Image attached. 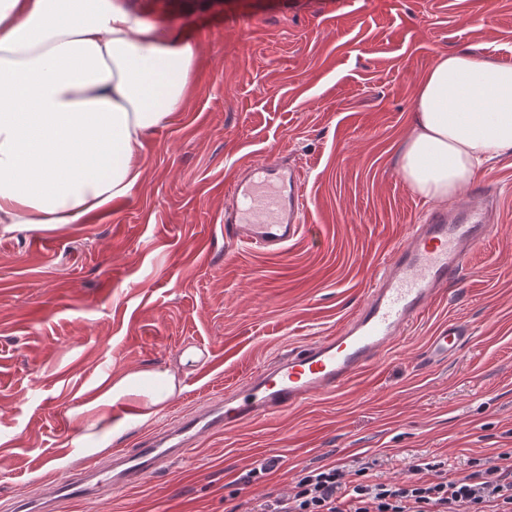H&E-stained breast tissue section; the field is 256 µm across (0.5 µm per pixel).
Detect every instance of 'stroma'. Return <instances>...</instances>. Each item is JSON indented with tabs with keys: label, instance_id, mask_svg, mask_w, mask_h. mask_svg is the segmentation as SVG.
Returning <instances> with one entry per match:
<instances>
[{
	"label": "stroma",
	"instance_id": "obj_1",
	"mask_svg": "<svg viewBox=\"0 0 512 512\" xmlns=\"http://www.w3.org/2000/svg\"><path fill=\"white\" fill-rule=\"evenodd\" d=\"M200 46L175 121L145 147L141 184L111 210L52 234L0 237V507L46 484L102 378L180 368L181 392L123 433L155 429L223 396L266 362L332 335L421 223L427 201L398 170L414 89L439 54L512 61V0H130ZM304 166L308 221L277 254L224 237V187L242 165ZM472 190L498 221L413 324L341 390L202 437L141 483L60 512H248L302 469L353 459L403 479L417 460L452 477L512 454V156ZM470 327L429 364L431 338ZM198 361L180 366L184 348ZM275 458L272 471L260 472ZM469 334L466 325L448 323L436 336H432L426 350V359L429 362H438L459 353L465 347Z\"/></svg>",
	"mask_w": 512,
	"mask_h": 512
}]
</instances>
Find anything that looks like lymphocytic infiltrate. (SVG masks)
<instances>
[{
  "label": "lymphocytic infiltrate",
  "instance_id": "1",
  "mask_svg": "<svg viewBox=\"0 0 512 512\" xmlns=\"http://www.w3.org/2000/svg\"><path fill=\"white\" fill-rule=\"evenodd\" d=\"M370 463L320 466L305 471L286 495H268L251 512H512V461L461 478L444 462L415 464V476L380 481ZM436 479H418L419 471Z\"/></svg>",
  "mask_w": 512,
  "mask_h": 512
}]
</instances>
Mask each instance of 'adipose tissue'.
Returning a JSON list of instances; mask_svg holds the SVG:
<instances>
[{"instance_id": "adipose-tissue-1", "label": "adipose tissue", "mask_w": 512, "mask_h": 512, "mask_svg": "<svg viewBox=\"0 0 512 512\" xmlns=\"http://www.w3.org/2000/svg\"><path fill=\"white\" fill-rule=\"evenodd\" d=\"M197 43L145 22L124 0H0V236L58 232L129 197L149 135L183 110ZM512 155V61L440 54L417 82L399 174L417 196L454 202ZM177 371L103 378L57 466L111 448L150 422ZM134 402L136 414L118 415Z\"/></svg>"}]
</instances>
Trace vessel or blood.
I'll return each mask as SVG.
<instances>
[{"label":"vessel or blood","mask_w":512,"mask_h":512,"mask_svg":"<svg viewBox=\"0 0 512 512\" xmlns=\"http://www.w3.org/2000/svg\"><path fill=\"white\" fill-rule=\"evenodd\" d=\"M224 235L273 252L301 233L307 222L306 185L300 169L254 163L231 188ZM491 230L477 201L461 211L429 210L413 225L404 245L386 262L353 319L336 335L285 354L252 374L224 399L209 401L182 416L171 428L140 442L135 452L119 451L90 460L87 468L54 476L37 512H57L61 502L94 500L142 482L195 447L202 435L220 432L259 415L281 413L313 396L342 389L413 323L439 293L460 275L469 256ZM466 325L452 322L433 336L431 362L447 359L466 345Z\"/></svg>","instance_id":"vessel-or-blood-1"}]
</instances>
